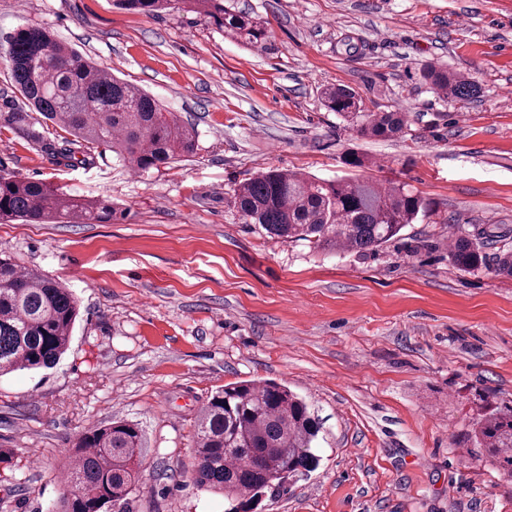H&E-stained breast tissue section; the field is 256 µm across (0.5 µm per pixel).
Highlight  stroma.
<instances>
[{"label":"stroma","mask_w":512,"mask_h":512,"mask_svg":"<svg viewBox=\"0 0 512 512\" xmlns=\"http://www.w3.org/2000/svg\"><path fill=\"white\" fill-rule=\"evenodd\" d=\"M271 37L253 49L203 15L115 0H0V38L48 27L194 126L196 152L144 175L92 148L66 168L0 122V170L108 201L97 224L0 223V253L65 284L80 304L50 368L0 377V512H47L68 448L115 419L143 434L131 512H226L194 485L193 430L224 385L272 379L322 429L317 466L257 512H512V480L472 425L512 404V277L448 258L459 227L512 244V0H233ZM474 82L446 98L423 78ZM408 113L397 140L361 137L322 88ZM363 154L366 167L344 163ZM404 183L430 205L374 251L325 254L241 223L232 189L268 169ZM424 77L433 90L447 97L467 99L480 92V89L473 82L459 77L455 73L448 72V69L442 67L426 69Z\"/></svg>","instance_id":"1"}]
</instances>
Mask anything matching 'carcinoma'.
I'll return each instance as SVG.
<instances>
[{
  "instance_id": "cac0c4a2",
  "label": "carcinoma",
  "mask_w": 512,
  "mask_h": 512,
  "mask_svg": "<svg viewBox=\"0 0 512 512\" xmlns=\"http://www.w3.org/2000/svg\"><path fill=\"white\" fill-rule=\"evenodd\" d=\"M146 14L174 5L214 19L227 35L261 47L269 38L262 17L235 9L226 0H122ZM4 61L24 105L0 118L34 144L44 145L31 111L68 130L70 147L56 152L65 167L93 164L85 147L110 151L145 173L197 149L196 132L148 92L88 61L44 27L6 36ZM424 77L437 93L472 98L473 82L442 67ZM325 109L363 137L391 139L409 131L408 117L393 110H368L351 88L327 86ZM81 157H76V154ZM232 203L239 219L257 224L270 237L305 242L325 253L373 251L430 211L422 197L403 185L384 186L363 177L321 179L270 169L235 185ZM112 215L104 201L73 195L44 180L0 173V221L44 224L75 220L96 224ZM486 231L459 232L449 245L452 264L464 272L484 266ZM79 315L73 293L35 269H22L0 256V376L56 364L67 352ZM320 422L306 401L272 382L241 381L224 386L201 408L194 429L193 481L220 492L229 512H240L260 493H272L292 477L311 471ZM476 443L512 477V406L501 405L476 423ZM139 427L113 421L83 432L68 449L64 493L49 512H126L138 481L142 456Z\"/></svg>"
}]
</instances>
